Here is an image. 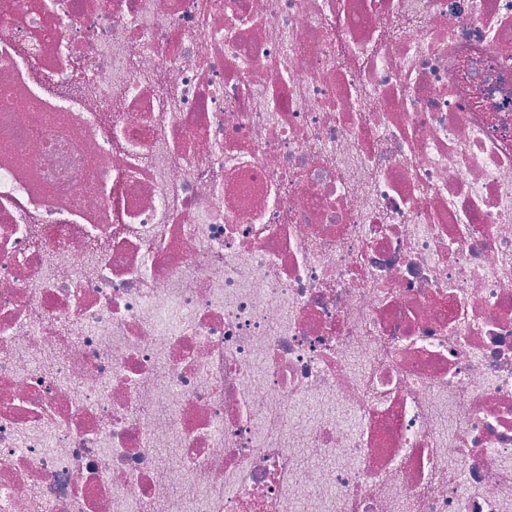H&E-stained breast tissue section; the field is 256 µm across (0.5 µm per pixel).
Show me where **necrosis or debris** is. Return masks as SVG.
I'll return each instance as SVG.
<instances>
[{
  "label": "necrosis or debris",
  "instance_id": "necrosis-or-debris-1",
  "mask_svg": "<svg viewBox=\"0 0 512 512\" xmlns=\"http://www.w3.org/2000/svg\"><path fill=\"white\" fill-rule=\"evenodd\" d=\"M0 512H512V0H0Z\"/></svg>",
  "mask_w": 512,
  "mask_h": 512
}]
</instances>
